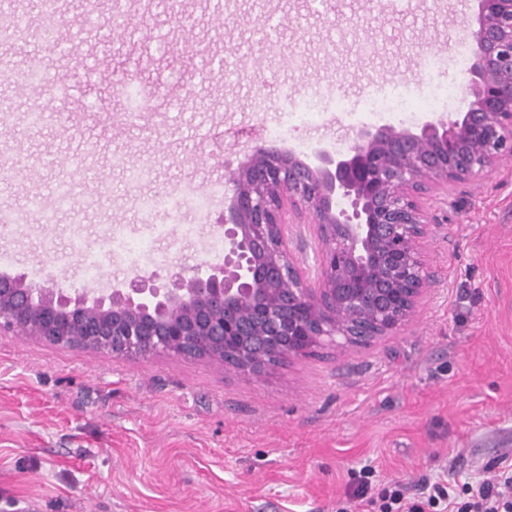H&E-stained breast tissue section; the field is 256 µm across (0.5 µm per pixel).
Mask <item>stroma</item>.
<instances>
[{
	"instance_id": "35a3bbf8",
	"label": "stroma",
	"mask_w": 512,
	"mask_h": 512,
	"mask_svg": "<svg viewBox=\"0 0 512 512\" xmlns=\"http://www.w3.org/2000/svg\"><path fill=\"white\" fill-rule=\"evenodd\" d=\"M111 2L95 0L98 29L86 34L85 0H59L57 45L31 35L7 51L71 89L32 128L37 92L0 80V111L11 115L0 166L15 170L0 179V208L24 209L62 181L76 188L72 207L0 236L13 272L36 281L91 290L205 272L232 183L223 202L190 204L176 220L163 192L202 190L262 142L310 162L347 153L340 134L391 122L369 116L373 99L405 95L415 129L464 109L422 105L429 86L464 85L455 42L475 10L459 0H226L220 15L215 0L175 11L127 0L148 24L126 34L111 29ZM436 48L442 63L426 69ZM231 62L241 78L225 77ZM92 69L111 82L90 81ZM323 92L340 109L293 121ZM143 165L148 177L133 180ZM144 197L158 200L152 215L138 206ZM423 204L439 220L424 251L431 286L400 335L367 347L329 345L257 378L205 359L0 336V512H336L365 467L378 483L411 486L512 457V159ZM113 224L129 259L106 245ZM150 224L169 235L147 237ZM76 235L98 257L101 283L71 251Z\"/></svg>"
}]
</instances>
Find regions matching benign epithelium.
Instances as JSON below:
<instances>
[{
  "label": "benign epithelium",
  "mask_w": 512,
  "mask_h": 512,
  "mask_svg": "<svg viewBox=\"0 0 512 512\" xmlns=\"http://www.w3.org/2000/svg\"><path fill=\"white\" fill-rule=\"evenodd\" d=\"M465 112L361 130L349 153L308 163L257 144L230 173L224 262L203 275H137L90 296L0 276V335L149 357L209 359L267 376L325 342L366 346L413 319L430 276L433 217L420 194L479 184L512 157V0H479ZM309 224L314 270L293 257L288 225Z\"/></svg>",
  "instance_id": "benign-epithelium-1"
}]
</instances>
